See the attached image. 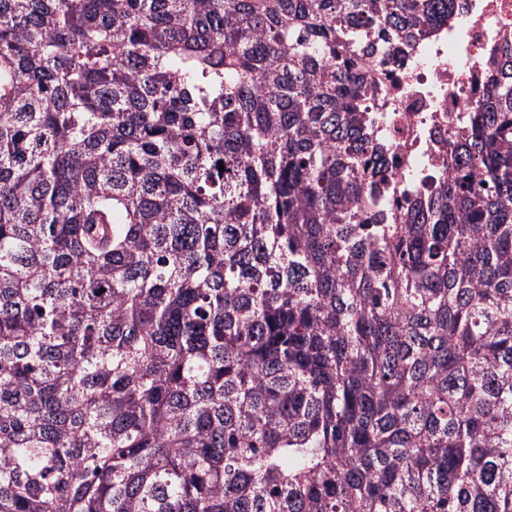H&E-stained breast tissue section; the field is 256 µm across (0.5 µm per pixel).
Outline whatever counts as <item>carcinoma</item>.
I'll use <instances>...</instances> for the list:
<instances>
[{"instance_id": "obj_1", "label": "carcinoma", "mask_w": 512, "mask_h": 512, "mask_svg": "<svg viewBox=\"0 0 512 512\" xmlns=\"http://www.w3.org/2000/svg\"><path fill=\"white\" fill-rule=\"evenodd\" d=\"M454 2L0 0V512H512V75L364 133Z\"/></svg>"}]
</instances>
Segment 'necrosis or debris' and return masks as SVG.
Wrapping results in <instances>:
<instances>
[{
  "label": "necrosis or debris",
  "instance_id": "necrosis-or-debris-1",
  "mask_svg": "<svg viewBox=\"0 0 512 512\" xmlns=\"http://www.w3.org/2000/svg\"><path fill=\"white\" fill-rule=\"evenodd\" d=\"M510 53L512 0H456L449 18L417 40L409 56L383 67L367 63L368 81L384 89L366 103L378 118L369 132L387 144L389 171L414 185L410 197L392 196L390 208L405 213L410 204L429 205L432 183L449 174V132Z\"/></svg>",
  "mask_w": 512,
  "mask_h": 512
}]
</instances>
